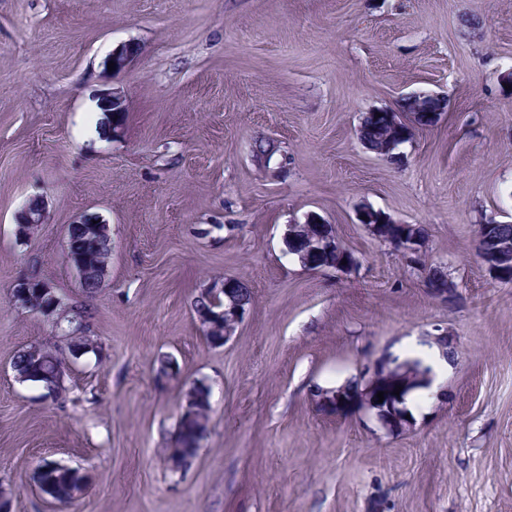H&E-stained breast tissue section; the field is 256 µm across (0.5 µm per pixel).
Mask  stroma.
Returning <instances> with one entry per match:
<instances>
[{"instance_id":"stroma-1","label":"stroma","mask_w":512,"mask_h":512,"mask_svg":"<svg viewBox=\"0 0 512 512\" xmlns=\"http://www.w3.org/2000/svg\"><path fill=\"white\" fill-rule=\"evenodd\" d=\"M138 46L129 69L104 62ZM512 0H0V491L11 512H512V287L475 250L478 224H512ZM120 89L122 133H97L99 95ZM448 100L394 166L367 149L368 112L406 95ZM42 223L18 235L30 198ZM369 207L425 224L456 283L424 275L359 224ZM112 236L105 284L82 292L69 224ZM316 214L358 260L308 270L288 224ZM36 274L87 311L94 348L66 356L58 390L16 379L15 352L62 347L75 325L22 307ZM252 302L215 347L191 303L225 278ZM457 356L401 435L312 404L313 385L403 358L436 329ZM180 375L162 385L160 357ZM211 389L188 466L186 390ZM88 474L61 505L31 479L43 458ZM197 429H198L197 421L193 420V421L183 422L181 424V427H179V440H178L177 447L163 449V452L168 454L166 456L167 460L173 459L176 463H179L189 457L185 461V463H183L179 466H175L173 464V462H169L170 468L173 469L174 471H179V470H182L183 468H185L188 465V463L190 462V460L196 455L195 454L194 456H192L196 447L189 448V445H190L191 441L193 440L195 431ZM190 456H192V457H190Z\"/></svg>"}]
</instances>
